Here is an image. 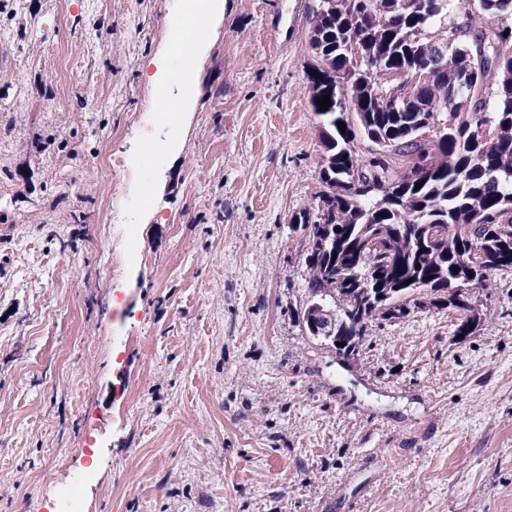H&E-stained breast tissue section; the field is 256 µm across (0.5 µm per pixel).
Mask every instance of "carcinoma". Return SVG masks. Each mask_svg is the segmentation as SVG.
Here are the masks:
<instances>
[{
	"instance_id": "cac0c4a2",
	"label": "carcinoma",
	"mask_w": 512,
	"mask_h": 512,
	"mask_svg": "<svg viewBox=\"0 0 512 512\" xmlns=\"http://www.w3.org/2000/svg\"><path fill=\"white\" fill-rule=\"evenodd\" d=\"M500 2L315 0L311 8L310 102L324 118L325 191L315 217L301 216L308 301L297 320L347 357L372 324L419 309L453 308L455 337L473 334L483 317L455 293L459 273L474 257L483 286L512 272V52L496 49L512 47V19L499 20ZM434 119L447 125L438 141L423 136ZM362 143L381 158L361 154ZM317 303L334 322L316 332Z\"/></svg>"
}]
</instances>
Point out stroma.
Returning a JSON list of instances; mask_svg holds the SVG:
<instances>
[{"label":"stroma","mask_w":512,"mask_h":512,"mask_svg":"<svg viewBox=\"0 0 512 512\" xmlns=\"http://www.w3.org/2000/svg\"><path fill=\"white\" fill-rule=\"evenodd\" d=\"M313 3L224 0L160 118L177 0H0V512H512L511 273L463 339L427 308L345 360L297 321Z\"/></svg>","instance_id":"35a3bbf8"}]
</instances>
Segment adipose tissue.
<instances>
[{"label":"adipose tissue","mask_w":512,"mask_h":512,"mask_svg":"<svg viewBox=\"0 0 512 512\" xmlns=\"http://www.w3.org/2000/svg\"><path fill=\"white\" fill-rule=\"evenodd\" d=\"M224 12V0H193L175 34L177 52L181 57L179 70H170L166 60H154V72L149 80L159 96H166L171 86H178L184 108H191L196 100L192 75L198 59L205 53L207 39Z\"/></svg>","instance_id":"adipose-tissue-1"}]
</instances>
